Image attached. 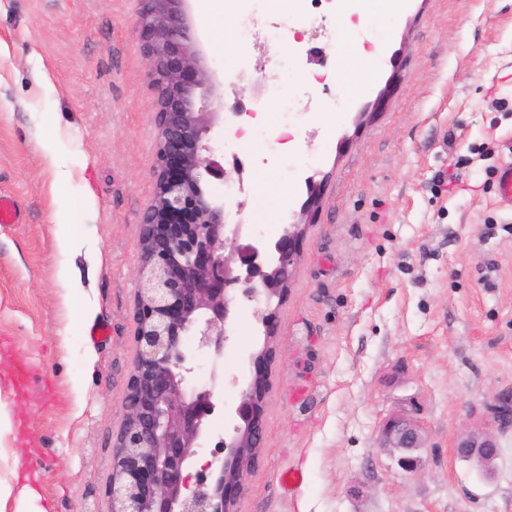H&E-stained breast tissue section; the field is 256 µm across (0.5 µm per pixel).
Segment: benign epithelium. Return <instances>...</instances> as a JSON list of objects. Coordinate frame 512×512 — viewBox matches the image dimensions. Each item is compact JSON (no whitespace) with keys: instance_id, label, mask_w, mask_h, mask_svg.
<instances>
[{"instance_id":"7a95c632","label":"benign epithelium","mask_w":512,"mask_h":512,"mask_svg":"<svg viewBox=\"0 0 512 512\" xmlns=\"http://www.w3.org/2000/svg\"><path fill=\"white\" fill-rule=\"evenodd\" d=\"M185 0H144L139 27L156 93L159 168L153 201L140 236L134 363L123 424L113 444L109 512H235L236 493L263 447L256 387L224 409L227 433L195 477L188 469L210 439L209 418L220 406L215 385L188 387L195 353L224 358L237 297L254 303L263 325L269 306L283 298L296 261L290 224L272 245L226 221L224 203L209 198L206 178L243 184L244 165L227 169L212 154L207 135L218 101L210 71L189 35ZM190 335L194 347L181 339ZM492 424L512 429V405L500 399ZM379 448L400 471L419 475L425 448L421 424L404 415L384 420ZM494 435L475 430L458 440L456 458L479 477L495 473Z\"/></svg>"}]
</instances>
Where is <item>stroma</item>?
Listing matches in <instances>:
<instances>
[{
    "label": "stroma",
    "mask_w": 512,
    "mask_h": 512,
    "mask_svg": "<svg viewBox=\"0 0 512 512\" xmlns=\"http://www.w3.org/2000/svg\"><path fill=\"white\" fill-rule=\"evenodd\" d=\"M216 82L246 70L310 103L283 148L278 102L252 130L244 180L288 192L245 203L283 232L304 225L288 290L269 326L238 301L220 396L253 379L264 448L238 512H512V431L494 480L456 460L468 429L512 392V207L495 175L512 162V0H404L398 14L353 0L380 45L378 76L350 90L342 58L293 27L288 68L235 34L245 0L205 21L185 4ZM142 0H0V195L19 223L0 226V332L34 367L17 396L0 364V480L35 493L36 512H107L113 443L134 360L141 224L159 137L142 52ZM53 138L54 151L42 141ZM70 170L60 194L52 165ZM93 236L61 251L56 216ZM260 361H253L255 353ZM425 428L422 476L378 446L391 413ZM304 480L295 491L284 471Z\"/></svg>",
    "instance_id": "stroma-1"
}]
</instances>
